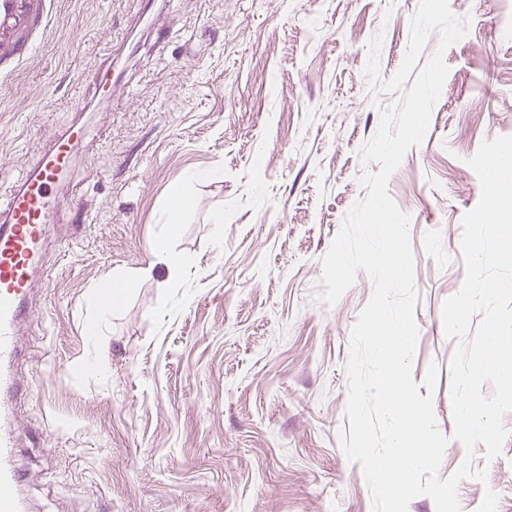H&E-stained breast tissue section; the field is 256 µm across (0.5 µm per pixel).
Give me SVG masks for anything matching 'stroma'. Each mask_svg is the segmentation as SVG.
Listing matches in <instances>:
<instances>
[{
  "label": "stroma",
  "mask_w": 512,
  "mask_h": 512,
  "mask_svg": "<svg viewBox=\"0 0 512 512\" xmlns=\"http://www.w3.org/2000/svg\"><path fill=\"white\" fill-rule=\"evenodd\" d=\"M469 18L427 132L388 190L410 217L419 330L412 378L432 394L447 438L438 474L463 462L459 512L484 497L512 512V434L500 456L467 455L455 437L442 322L462 286L464 214L481 196L467 165L483 141L512 135L507 0H449ZM419 0H52L48 27L0 78V186L73 122L88 132L44 248L50 278L33 289L17 372L30 394L6 412L22 451L27 512H372L348 432L352 328L374 282L358 272L320 302L322 261L378 171L361 150L402 92L399 70ZM110 54L111 110L92 65ZM219 180L187 183L196 171ZM193 208L173 248L182 276L153 266L168 200ZM88 213L70 240V198ZM224 214L216 235L211 217ZM151 267L124 305L100 314L93 291ZM99 324L104 370L85 369L86 325Z\"/></svg>",
  "instance_id": "35a3bbf8"
}]
</instances>
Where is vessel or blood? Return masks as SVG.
Here are the masks:
<instances>
[{"mask_svg":"<svg viewBox=\"0 0 512 512\" xmlns=\"http://www.w3.org/2000/svg\"><path fill=\"white\" fill-rule=\"evenodd\" d=\"M47 0H0V56L22 58L26 35L47 26ZM106 63L94 69L95 96L103 107L112 105V78ZM82 124H71L47 146L37 163L11 184L0 200V407L20 394L12 368L20 356L16 336L31 317L26 303L33 274L50 224V203L72 167L84 138ZM18 443L11 425H0V512H24L19 497L21 472Z\"/></svg>","mask_w":512,"mask_h":512,"instance_id":"obj_1","label":"vessel or blood"}]
</instances>
